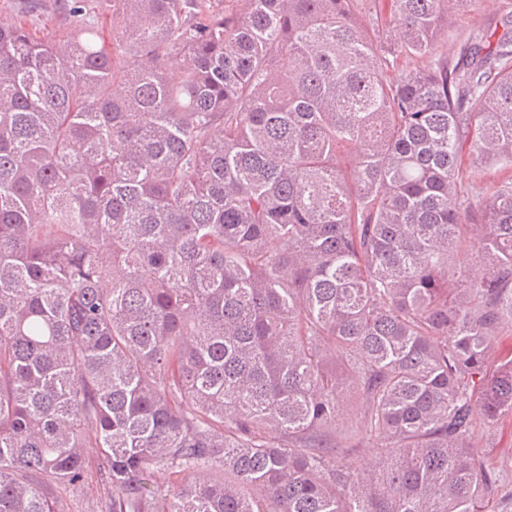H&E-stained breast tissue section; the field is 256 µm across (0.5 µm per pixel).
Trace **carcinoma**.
Returning <instances> with one entry per match:
<instances>
[{"instance_id":"carcinoma-1","label":"carcinoma","mask_w":512,"mask_h":512,"mask_svg":"<svg viewBox=\"0 0 512 512\" xmlns=\"http://www.w3.org/2000/svg\"><path fill=\"white\" fill-rule=\"evenodd\" d=\"M99 2L0 21V512L91 455L106 512H491L512 174L456 200L512 171V15L453 62L475 0H112L109 52ZM47 11L40 17V35L46 37L66 35L74 30L70 26L68 18L54 9L53 1L47 0ZM472 164L470 158L466 155L462 162L461 171V188H460V196L461 201H465L469 199L470 201L475 199V196L480 193H488L493 189L496 185V182L504 175L503 172L498 170V167L487 168L486 173L484 174L482 183H480L477 187H471V181L468 179V174L471 170ZM363 406L362 402L356 398L352 397L348 407L345 409L343 414L339 417L336 422V433L344 434L346 429H355L356 427L360 428V425L363 420Z\"/></svg>"}]
</instances>
